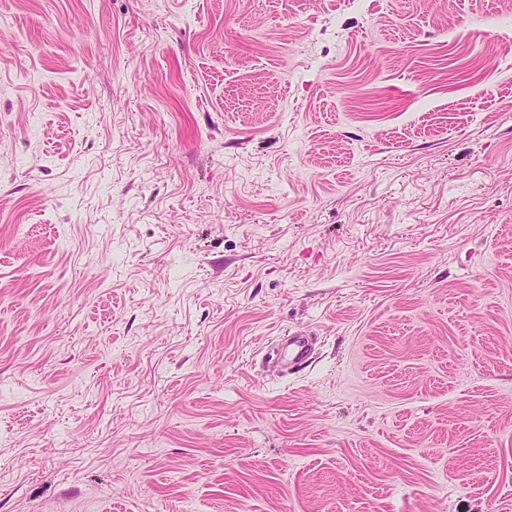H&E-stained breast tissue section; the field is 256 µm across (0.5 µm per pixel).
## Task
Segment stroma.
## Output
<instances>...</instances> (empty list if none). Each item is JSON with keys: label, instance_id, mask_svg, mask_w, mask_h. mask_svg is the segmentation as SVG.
<instances>
[{"label": "stroma", "instance_id": "35a3bbf8", "mask_svg": "<svg viewBox=\"0 0 512 512\" xmlns=\"http://www.w3.org/2000/svg\"><path fill=\"white\" fill-rule=\"evenodd\" d=\"M507 33L0 0V512H512ZM312 353V343L301 336H288V367L295 368L306 362Z\"/></svg>", "mask_w": 512, "mask_h": 512}]
</instances>
